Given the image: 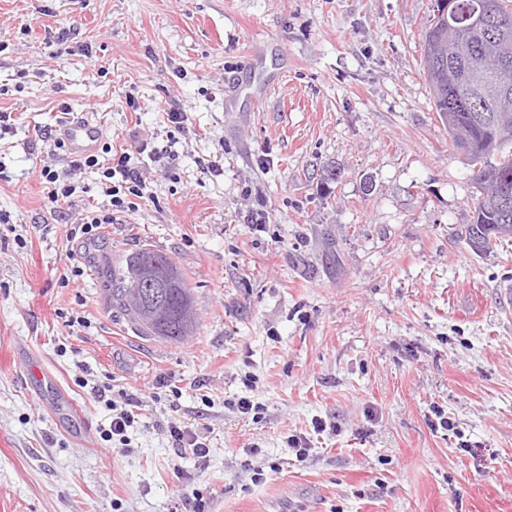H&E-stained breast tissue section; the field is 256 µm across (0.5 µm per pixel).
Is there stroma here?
I'll return each mask as SVG.
<instances>
[{
    "label": "stroma",
    "mask_w": 512,
    "mask_h": 512,
    "mask_svg": "<svg viewBox=\"0 0 512 512\" xmlns=\"http://www.w3.org/2000/svg\"><path fill=\"white\" fill-rule=\"evenodd\" d=\"M433 6L0 0V512H174L188 487L206 512H512V238L480 256L454 236L478 192L423 69ZM66 110L101 122L96 156L171 147L136 159L143 197L111 208L90 168L48 199L40 171L67 159L36 134ZM107 209L98 239L66 238ZM147 247L193 292L184 342L112 308ZM103 384L144 402L123 453ZM171 421L206 460L176 452ZM166 432L173 446L180 454L187 451L196 459H205L210 454V443L203 437L193 432L189 427L174 421L169 422Z\"/></svg>",
    "instance_id": "1"
}]
</instances>
